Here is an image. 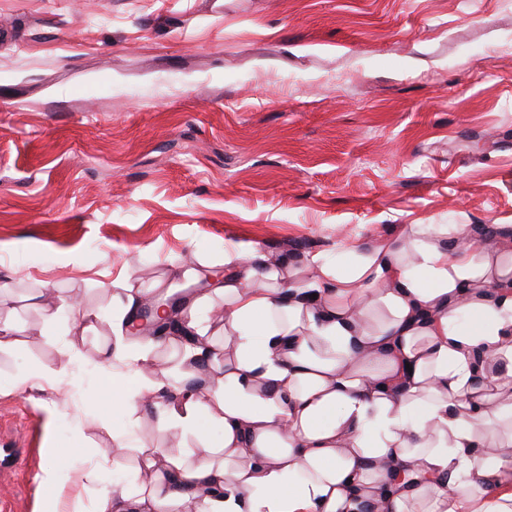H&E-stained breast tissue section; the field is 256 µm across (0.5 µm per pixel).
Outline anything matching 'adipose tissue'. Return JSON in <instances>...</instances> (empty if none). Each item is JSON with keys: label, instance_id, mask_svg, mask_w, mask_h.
I'll use <instances>...</instances> for the list:
<instances>
[{"label": "adipose tissue", "instance_id": "1", "mask_svg": "<svg viewBox=\"0 0 512 512\" xmlns=\"http://www.w3.org/2000/svg\"><path fill=\"white\" fill-rule=\"evenodd\" d=\"M178 318L196 342L160 365L126 343L143 295L112 296L113 404L170 389L158 419L184 444L143 453L150 487L96 512H512V274L404 224L349 269L312 278L251 249ZM224 304L223 342L200 309ZM154 380H146V370ZM218 435H210L211 424Z\"/></svg>", "mask_w": 512, "mask_h": 512}]
</instances>
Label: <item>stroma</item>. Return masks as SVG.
<instances>
[{
    "mask_svg": "<svg viewBox=\"0 0 512 512\" xmlns=\"http://www.w3.org/2000/svg\"><path fill=\"white\" fill-rule=\"evenodd\" d=\"M403 224L512 234V0H0V512H94L144 480L113 435L173 442L104 399L113 291L190 260L194 299L241 247L345 267ZM63 304L68 306L74 318V331L81 333L89 332L95 328L94 322L98 319V315L89 309L84 303L78 300H63Z\"/></svg>",
    "mask_w": 512,
    "mask_h": 512,
    "instance_id": "obj_1",
    "label": "stroma"
}]
</instances>
